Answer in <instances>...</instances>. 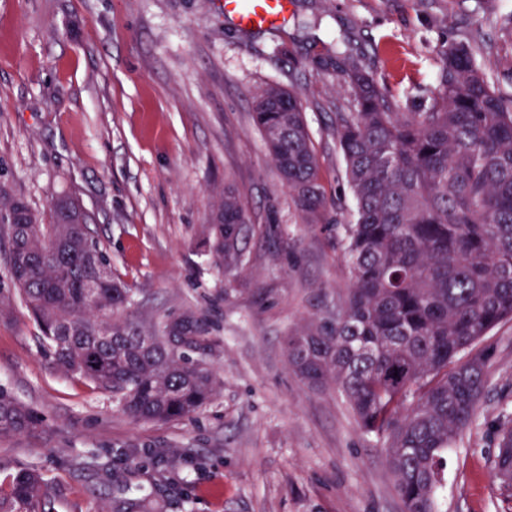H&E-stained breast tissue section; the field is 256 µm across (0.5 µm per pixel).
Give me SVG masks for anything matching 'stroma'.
<instances>
[{
	"label": "stroma",
	"instance_id": "1",
	"mask_svg": "<svg viewBox=\"0 0 512 512\" xmlns=\"http://www.w3.org/2000/svg\"><path fill=\"white\" fill-rule=\"evenodd\" d=\"M512 0L486 19L472 0H291L283 23L245 30L220 0H0V196L43 218L70 196L131 290L133 316H206L221 386L193 418L135 423L111 396L59 372L7 277L0 244V392L33 413L0 433V492L17 467L51 482L53 512H403L382 443L345 396L288 364L287 338L349 283L341 225L353 198L333 135L337 84L354 63L417 111L437 92L450 26L480 29V63L512 65ZM292 89L326 189L303 223L251 120L257 92ZM232 184L250 217L234 276L206 244ZM489 354L476 423L448 456V512H512L491 462L512 409V321Z\"/></svg>",
	"mask_w": 512,
	"mask_h": 512
}]
</instances>
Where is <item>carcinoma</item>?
Returning a JSON list of instances; mask_svg holds the SVG:
<instances>
[{
    "label": "carcinoma",
    "mask_w": 512,
    "mask_h": 512,
    "mask_svg": "<svg viewBox=\"0 0 512 512\" xmlns=\"http://www.w3.org/2000/svg\"><path fill=\"white\" fill-rule=\"evenodd\" d=\"M481 51L471 31L444 41L439 93L416 112L392 111V94L370 73L341 71L348 111L336 113L334 134L356 203L342 225L351 285L287 340L293 372L314 388L335 385L362 430L384 441L404 512H443L448 454L484 392L488 355L473 348L512 319V95L481 67ZM253 122L303 223H319L326 193L299 98L265 87ZM85 217L69 198L50 224L20 197L0 202V238L28 258L23 269L8 264V276L41 340L62 373L111 394L134 422L194 415L220 385L206 319L135 321L129 289ZM248 223L225 185L208 234L228 277L245 264ZM31 419L0 392L1 431ZM492 466L512 496L511 416ZM0 512H51L42 474L18 468Z\"/></svg>",
    "instance_id": "carcinoma-1"
}]
</instances>
